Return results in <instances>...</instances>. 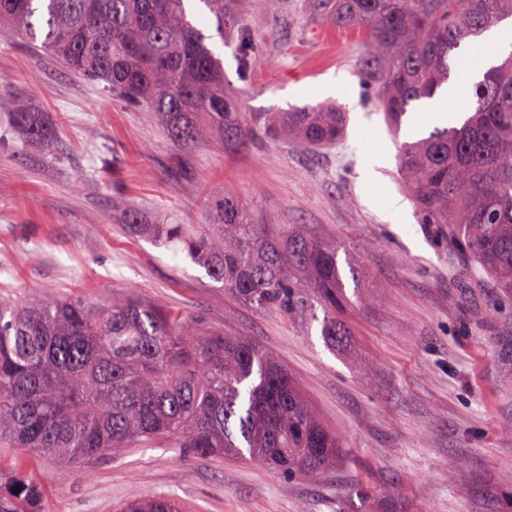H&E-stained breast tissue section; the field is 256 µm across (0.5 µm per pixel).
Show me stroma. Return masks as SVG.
<instances>
[{"instance_id": "obj_1", "label": "stroma", "mask_w": 512, "mask_h": 512, "mask_svg": "<svg viewBox=\"0 0 512 512\" xmlns=\"http://www.w3.org/2000/svg\"><path fill=\"white\" fill-rule=\"evenodd\" d=\"M257 54L240 71L232 36L211 37L249 112L324 101L348 114L347 133L310 151L260 137L223 152L176 149L149 113L112 99L0 26V293L99 301L130 292L186 320L262 346L296 379L342 450L319 482L236 459L132 448L64 470L0 447L44 482L46 512H115L128 499L175 494L183 512H512V297L452 267L398 175L397 144L375 90L358 73L360 43L313 20L302 0H231ZM44 113L54 147L30 149L11 123L17 101ZM385 164L372 188L367 156ZM82 186H75L76 176ZM226 195L264 223L311 227L358 264L341 315L349 335L324 343L319 322L256 312L193 263L157 245V224L212 223ZM390 198L406 221L385 220ZM135 213L134 223L121 216Z\"/></svg>"}]
</instances>
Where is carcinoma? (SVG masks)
I'll list each match as a JSON object with an SVG mask.
<instances>
[{
  "mask_svg": "<svg viewBox=\"0 0 512 512\" xmlns=\"http://www.w3.org/2000/svg\"><path fill=\"white\" fill-rule=\"evenodd\" d=\"M191 0H0V24L127 105L149 112L181 151L216 150L260 134L307 149L338 141L345 113L325 103L245 112L224 83L204 18ZM224 34L237 31L240 66L255 59L225 8L200 0ZM308 14L357 37V69L385 121L401 129L409 108L435 98L470 43L506 19L512 0H304ZM460 124L399 146V171L424 223L455 262L512 294V51L468 86ZM16 126L36 147H53L41 113L25 104ZM213 281L259 313L306 322L321 308L329 347L346 336L336 244L305 228L263 224L226 198L215 223L159 224ZM0 447L30 448L76 469L127 448H177L240 458L289 476L323 477L339 442L296 381L260 345L127 293L90 303L33 288L0 296ZM0 512H46L41 484L21 471L0 477ZM117 512H181L171 496L147 495Z\"/></svg>",
  "mask_w": 512,
  "mask_h": 512,
  "instance_id": "carcinoma-1",
  "label": "carcinoma"
}]
</instances>
